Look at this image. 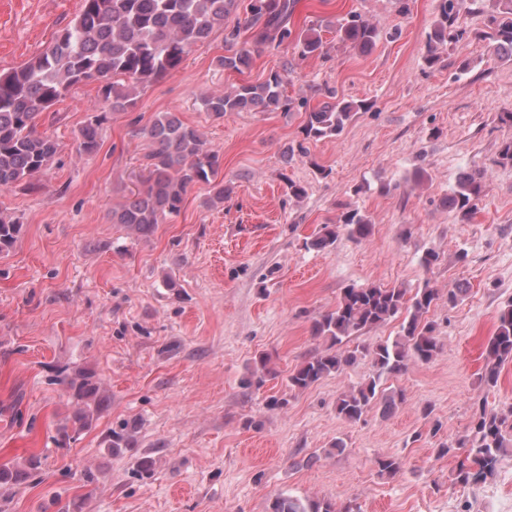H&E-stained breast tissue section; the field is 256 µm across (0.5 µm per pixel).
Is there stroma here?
Wrapping results in <instances>:
<instances>
[{
	"label": "stroma",
	"instance_id": "35a3bbf8",
	"mask_svg": "<svg viewBox=\"0 0 512 512\" xmlns=\"http://www.w3.org/2000/svg\"><path fill=\"white\" fill-rule=\"evenodd\" d=\"M408 4L403 14L399 0H297L294 27L319 29L323 54L301 57L288 40L254 53L241 74L216 66L224 36L214 34L133 111L108 113L91 156L75 144L96 84L41 116L59 154L35 187L0 193V210L23 222L0 254V465L33 453L41 464L0 512H269L281 492L358 512H512V454L493 478L467 486L454 481V458L436 454L465 433L480 400L512 403V363L495 388L480 383L485 343L512 300V163L500 159L512 125L498 118L512 111V59L484 37L492 26L483 0H464L461 20L482 38L428 64L438 0ZM80 9L81 0H0V71L38 54ZM351 13L382 30L367 52L336 33ZM275 71L286 74L290 111L218 117L201 105ZM327 89L368 108L339 136L305 140L298 103L317 106ZM161 112L203 132L233 192L210 209L208 185L196 184L179 215L138 239L108 213L136 188L151 148L136 127ZM478 170L487 190L463 222L444 199L461 173ZM290 179L305 196L289 197ZM349 208L368 213L370 238L342 233L327 249L305 247ZM429 251L438 260L427 268ZM427 283L465 294L428 315L438 355L389 379L405 393L393 415L373 408L350 422L336 413L337 396L371 373L367 357L289 389V372L324 349L312 323L342 288L412 293ZM261 355L276 377L243 386ZM78 371L106 401L63 446L58 431L77 407L65 381ZM125 421L138 424L135 442L112 454L108 437ZM386 456L402 461L398 474H380ZM143 457L153 467L138 477Z\"/></svg>",
	"mask_w": 512,
	"mask_h": 512
}]
</instances>
